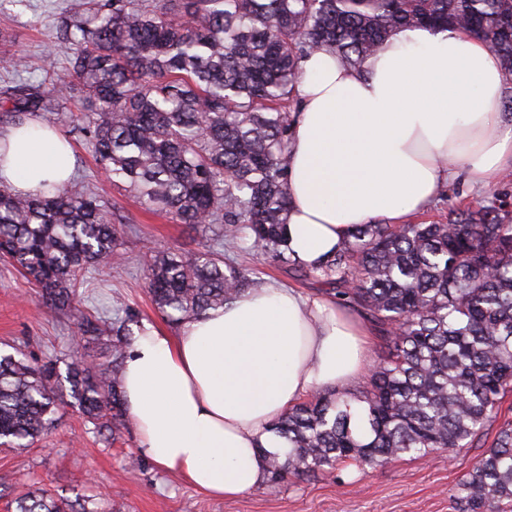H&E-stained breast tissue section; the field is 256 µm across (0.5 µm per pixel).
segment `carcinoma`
Returning <instances> with one entry per match:
<instances>
[{
    "mask_svg": "<svg viewBox=\"0 0 512 512\" xmlns=\"http://www.w3.org/2000/svg\"><path fill=\"white\" fill-rule=\"evenodd\" d=\"M417 28L482 39L512 81V0H69L58 46L71 79L48 71L18 84L3 113L14 126L53 114L78 125L137 207L205 237L203 251L147 256L152 301L171 324L258 284L253 269L224 261L227 242L323 278L379 335L385 354L359 390H317L273 423L287 449L259 448L271 483L341 482L349 465L469 448L496 424L458 500L460 512H498L512 502V420H500L512 392V207L495 195L449 207L444 223L359 224L316 268L283 247L302 59L327 50L355 68ZM126 234L91 190L0 188V253L80 336L108 342L63 375L51 359L0 356V446L47 433L63 381L98 432L126 428L121 382L139 314L121 307L94 324L77 300L86 273L122 266ZM18 512L66 506L44 491Z\"/></svg>",
    "mask_w": 512,
    "mask_h": 512,
    "instance_id": "cac0c4a2",
    "label": "carcinoma"
}]
</instances>
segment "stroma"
Listing matches in <instances>:
<instances>
[{"mask_svg":"<svg viewBox=\"0 0 512 512\" xmlns=\"http://www.w3.org/2000/svg\"><path fill=\"white\" fill-rule=\"evenodd\" d=\"M66 5L67 0H0V31L11 34V53L21 56L34 76L43 74V50L56 42ZM58 128L76 153L73 185L97 189L131 228L121 245L122 267L87 275L79 290L85 313L95 315L100 300L107 298L132 307L141 320L168 328L146 290L144 254L151 249L198 251L204 238L187 225L134 206L101 173L73 124L62 122ZM496 193L512 195V181L495 180L481 193L457 182L411 220L441 222L449 204ZM239 261L262 282L306 295L328 293L323 280L296 275L260 253ZM76 331L70 316L44 304L30 282L0 261V354L18 350L30 360L53 359L61 367L73 356L96 354L98 344L76 345ZM479 454L476 448L452 454L439 449L374 469H350L341 485L325 476L279 485L265 482L237 498L218 500L154 464L133 428L124 429L118 440L106 439L64 400L39 444L0 448V512H15L17 499L38 488L68 500L76 512H458V481Z\"/></svg>","mask_w":512,"mask_h":512,"instance_id":"1","label":"stroma"}]
</instances>
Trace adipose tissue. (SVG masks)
I'll return each instance as SVG.
<instances>
[{
  "label": "adipose tissue",
  "instance_id": "obj_1",
  "mask_svg": "<svg viewBox=\"0 0 512 512\" xmlns=\"http://www.w3.org/2000/svg\"><path fill=\"white\" fill-rule=\"evenodd\" d=\"M289 154L287 245L315 267L354 225L403 224L457 176L483 187L512 168L500 58L464 31L392 35L358 68L325 50L301 63ZM0 181L34 193L69 180L64 135L33 120L0 134ZM369 331L347 310L276 284L168 334L150 322L125 360L127 416L144 453L219 498L265 479L258 447L307 395L348 389L366 372Z\"/></svg>",
  "mask_w": 512,
  "mask_h": 512
}]
</instances>
